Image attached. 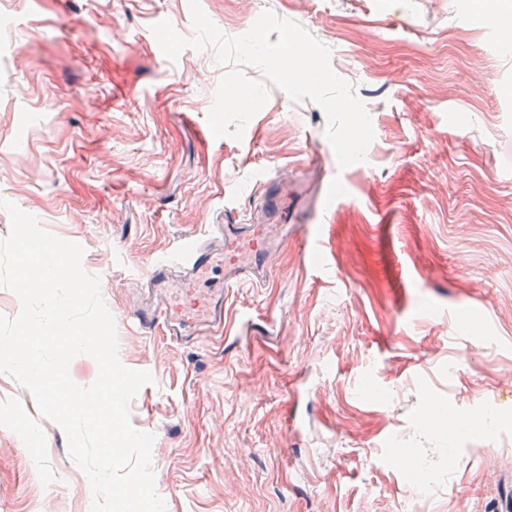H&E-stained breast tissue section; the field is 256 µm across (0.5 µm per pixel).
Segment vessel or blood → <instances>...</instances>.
<instances>
[{"instance_id": "vessel-or-blood-1", "label": "vessel or blood", "mask_w": 512, "mask_h": 512, "mask_svg": "<svg viewBox=\"0 0 512 512\" xmlns=\"http://www.w3.org/2000/svg\"><path fill=\"white\" fill-rule=\"evenodd\" d=\"M237 218L235 210L225 209L222 243L191 237L154 261L147 287L158 303L133 313L142 329L164 326L181 336L196 326L223 325L227 288L242 278L261 276L274 232L273 226L264 224L237 230Z\"/></svg>"}]
</instances>
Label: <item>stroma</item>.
Masks as SVG:
<instances>
[{
    "mask_svg": "<svg viewBox=\"0 0 512 512\" xmlns=\"http://www.w3.org/2000/svg\"><path fill=\"white\" fill-rule=\"evenodd\" d=\"M229 37L263 11L301 24L365 104L374 139L339 168L322 108L269 85L242 140L207 115L226 74L188 0H0V198L80 244L129 405L153 434L166 512H503L512 500V47L492 0H200ZM484 93H476L480 82ZM346 190L327 197V181ZM315 211L317 269L289 240L229 291L224 330L178 344L130 312L141 272L258 182ZM494 432L480 426L486 408ZM39 437L38 454L23 446ZM433 493L413 498L408 459ZM55 422L0 374V512H86Z\"/></svg>",
    "mask_w": 512,
    "mask_h": 512,
    "instance_id": "obj_1",
    "label": "stroma"
}]
</instances>
